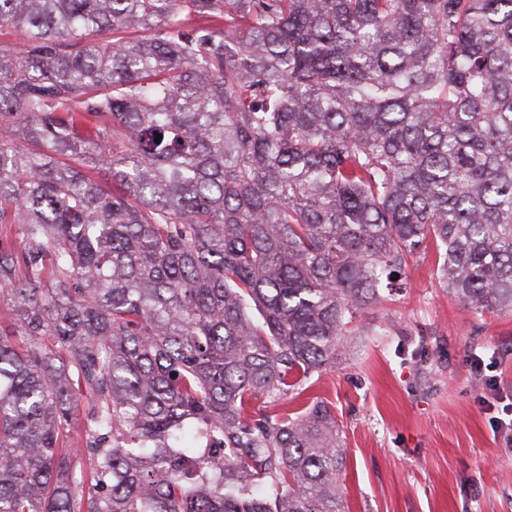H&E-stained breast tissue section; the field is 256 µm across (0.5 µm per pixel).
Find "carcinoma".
Returning a JSON list of instances; mask_svg holds the SVG:
<instances>
[{"label": "carcinoma", "mask_w": 512, "mask_h": 512, "mask_svg": "<svg viewBox=\"0 0 512 512\" xmlns=\"http://www.w3.org/2000/svg\"><path fill=\"white\" fill-rule=\"evenodd\" d=\"M0 28V512H343L336 417L288 396L432 246L512 312V0H0Z\"/></svg>", "instance_id": "1"}]
</instances>
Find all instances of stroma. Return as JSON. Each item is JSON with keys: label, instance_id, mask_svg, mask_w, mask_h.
Listing matches in <instances>:
<instances>
[{"label": "stroma", "instance_id": "obj_1", "mask_svg": "<svg viewBox=\"0 0 512 512\" xmlns=\"http://www.w3.org/2000/svg\"><path fill=\"white\" fill-rule=\"evenodd\" d=\"M411 260L334 368L289 400H323L346 445L345 512H512V313L475 316Z\"/></svg>", "mask_w": 512, "mask_h": 512}]
</instances>
